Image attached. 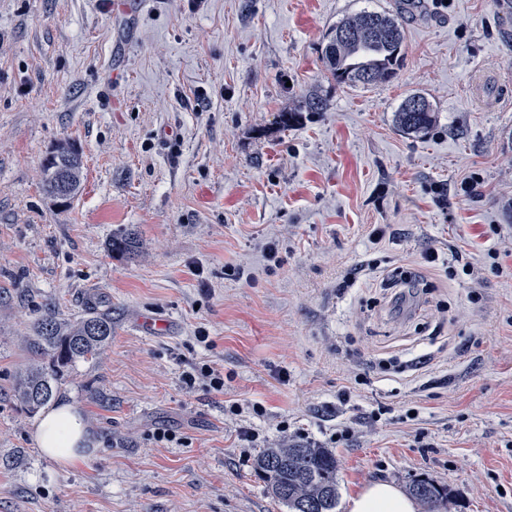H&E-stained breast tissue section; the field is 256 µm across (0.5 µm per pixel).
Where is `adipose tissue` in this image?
<instances>
[{
  "instance_id": "ef3b65f1",
  "label": "adipose tissue",
  "mask_w": 512,
  "mask_h": 512,
  "mask_svg": "<svg viewBox=\"0 0 512 512\" xmlns=\"http://www.w3.org/2000/svg\"><path fill=\"white\" fill-rule=\"evenodd\" d=\"M33 439L41 450L63 466L84 457L92 442L89 422L73 406L61 404L44 413L36 422ZM348 512H420V504L397 484L386 481L371 483L347 504Z\"/></svg>"
}]
</instances>
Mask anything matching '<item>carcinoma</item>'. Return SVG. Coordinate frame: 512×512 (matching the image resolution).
<instances>
[{
    "instance_id": "obj_1",
    "label": "carcinoma",
    "mask_w": 512,
    "mask_h": 512,
    "mask_svg": "<svg viewBox=\"0 0 512 512\" xmlns=\"http://www.w3.org/2000/svg\"><path fill=\"white\" fill-rule=\"evenodd\" d=\"M405 37L399 17L364 8L343 18L331 31L324 49V63L340 85L356 87L386 84L396 78L404 55ZM420 108L412 112L403 102L396 112V125L407 135L427 132L435 123L432 105L419 97ZM324 101L310 96L281 115L286 126L298 112H321ZM43 187L53 198L66 201L80 189L81 157L72 146H60L42 166ZM92 311L72 324L60 322L50 309L38 323L31 351L49 358L53 369L37 363L26 369L18 387L19 398L33 412L46 406L59 392L61 372L78 360L101 354L112 339V313ZM255 467L268 493L284 504L288 512H335L338 500L336 454L327 448L293 444L265 449ZM410 493L430 507L443 503L447 491L421 479Z\"/></svg>"
}]
</instances>
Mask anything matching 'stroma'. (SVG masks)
Instances as JSON below:
<instances>
[{
  "instance_id": "35a3bbf8",
  "label": "stroma",
  "mask_w": 512,
  "mask_h": 512,
  "mask_svg": "<svg viewBox=\"0 0 512 512\" xmlns=\"http://www.w3.org/2000/svg\"><path fill=\"white\" fill-rule=\"evenodd\" d=\"M142 2L0 0V512H288L255 470L288 443L335 452L336 512L420 478L445 512H512V8ZM366 7L401 16L398 75L336 84L329 35ZM308 95L324 110L282 125ZM411 95L437 114L421 135L395 124ZM63 144L64 204L42 181ZM405 274L426 287L398 303ZM94 299L112 340L55 401L99 445L64 467L15 388L45 306ZM205 365L223 390L186 388ZM43 187L53 198L66 201L80 189L81 157L72 146H59L44 160Z\"/></svg>"
}]
</instances>
